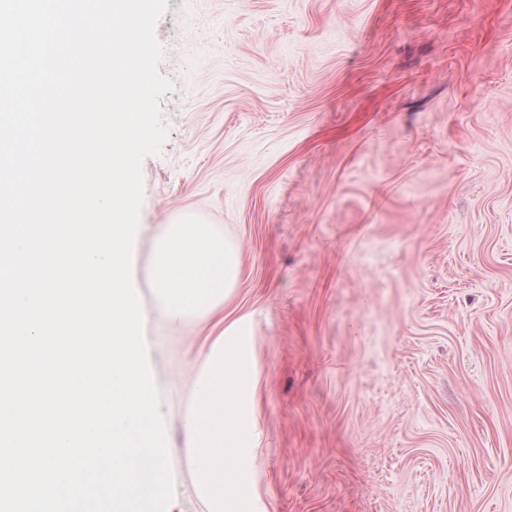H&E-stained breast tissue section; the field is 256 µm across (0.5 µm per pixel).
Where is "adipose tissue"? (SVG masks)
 Returning a JSON list of instances; mask_svg holds the SVG:
<instances>
[{
    "label": "adipose tissue",
    "mask_w": 512,
    "mask_h": 512,
    "mask_svg": "<svg viewBox=\"0 0 512 512\" xmlns=\"http://www.w3.org/2000/svg\"><path fill=\"white\" fill-rule=\"evenodd\" d=\"M152 252L154 288L175 320L210 314L241 274L237 249L192 217L162 225L154 235ZM251 336L250 325L242 318L219 335L196 374L194 406L184 424L200 493L219 505L234 501L238 490L224 474L225 462L253 445L247 430V396L255 380Z\"/></svg>",
    "instance_id": "obj_1"
}]
</instances>
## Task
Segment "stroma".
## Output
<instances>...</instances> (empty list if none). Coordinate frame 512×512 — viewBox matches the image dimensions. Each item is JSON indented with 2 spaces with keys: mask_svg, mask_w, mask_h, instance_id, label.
I'll list each match as a JSON object with an SVG mask.
<instances>
[{
  "mask_svg": "<svg viewBox=\"0 0 512 512\" xmlns=\"http://www.w3.org/2000/svg\"><path fill=\"white\" fill-rule=\"evenodd\" d=\"M132 264L175 512H210L184 420L217 334L256 366L253 512H512V0H168ZM237 287L173 323L158 227Z\"/></svg>",
  "mask_w": 512,
  "mask_h": 512,
  "instance_id": "stroma-1",
  "label": "stroma"
}]
</instances>
